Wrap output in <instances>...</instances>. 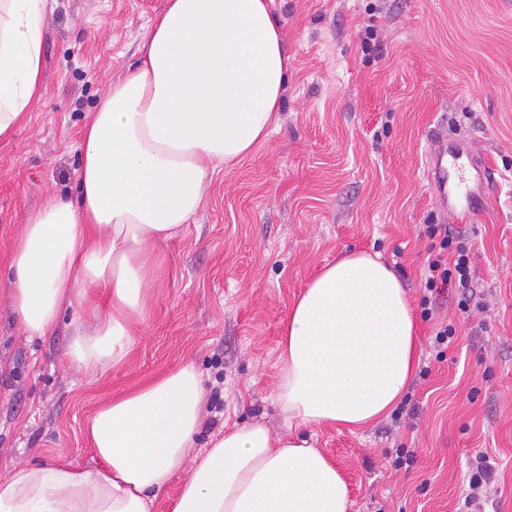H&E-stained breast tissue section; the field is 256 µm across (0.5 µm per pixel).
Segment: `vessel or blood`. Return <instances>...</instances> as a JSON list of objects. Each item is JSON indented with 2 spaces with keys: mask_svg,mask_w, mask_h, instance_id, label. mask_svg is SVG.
Returning a JSON list of instances; mask_svg holds the SVG:
<instances>
[{
  "mask_svg": "<svg viewBox=\"0 0 512 512\" xmlns=\"http://www.w3.org/2000/svg\"><path fill=\"white\" fill-rule=\"evenodd\" d=\"M424 159L428 190L439 210L460 225L480 221L493 175L485 158L469 144H452L442 135L428 139Z\"/></svg>",
  "mask_w": 512,
  "mask_h": 512,
  "instance_id": "1",
  "label": "vessel or blood"
}]
</instances>
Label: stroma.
Masks as SVG:
<instances>
[{
	"label": "stroma",
	"mask_w": 512,
	"mask_h": 512,
	"mask_svg": "<svg viewBox=\"0 0 512 512\" xmlns=\"http://www.w3.org/2000/svg\"><path fill=\"white\" fill-rule=\"evenodd\" d=\"M164 3L54 0L42 93L0 141V473L33 458L85 463L82 429L102 401L188 362L207 392L196 449L236 424L287 434L274 403L281 324L320 267L380 253L420 303L426 227L447 221L424 175L439 130L495 175L484 220L461 239L486 308L462 318L447 293L419 322L417 418L326 425L313 443L342 470L350 512H462L481 451L495 467L486 512H512V0H273L289 60L272 131L213 174L205 207L162 246L126 361L92 379L66 359L67 324L44 340L13 328L22 228L46 195L75 196L84 115L136 62ZM450 319L458 336L439 360L430 336Z\"/></svg>",
	"instance_id": "obj_1"
}]
</instances>
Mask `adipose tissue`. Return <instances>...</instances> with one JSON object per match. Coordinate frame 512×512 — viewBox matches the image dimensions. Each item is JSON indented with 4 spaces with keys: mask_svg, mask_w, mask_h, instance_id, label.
Instances as JSON below:
<instances>
[{
    "mask_svg": "<svg viewBox=\"0 0 512 512\" xmlns=\"http://www.w3.org/2000/svg\"><path fill=\"white\" fill-rule=\"evenodd\" d=\"M47 2L0 0V140L41 91ZM272 2L166 0L138 62L85 117L75 200L47 196L23 226L10 258L18 328L50 336L70 311L67 357L87 376L128 357L155 247L203 207L216 169L270 133L288 73ZM416 351L400 277L379 255L343 253L296 296L280 333L275 401L287 435L235 425L189 456L206 396L187 363L101 403L85 425L88 462L60 457L0 475V512H153L179 476L170 512H350L342 471L309 432L388 415Z\"/></svg>",
    "mask_w": 512,
    "mask_h": 512,
    "instance_id": "adipose-tissue-1",
    "label": "adipose tissue"
}]
</instances>
